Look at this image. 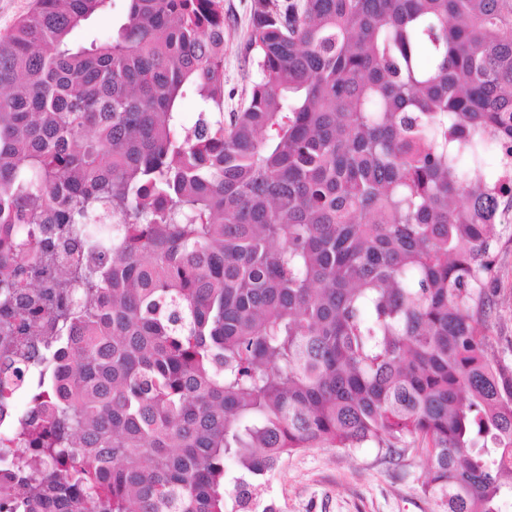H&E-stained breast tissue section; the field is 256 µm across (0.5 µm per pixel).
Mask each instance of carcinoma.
<instances>
[{
    "mask_svg": "<svg viewBox=\"0 0 512 512\" xmlns=\"http://www.w3.org/2000/svg\"><path fill=\"white\" fill-rule=\"evenodd\" d=\"M37 0L0 38V512H277L303 448L512 493L485 329L512 224V0ZM199 104L191 128L183 102ZM114 10L90 20L86 25L77 28L71 35V42L74 45H87L93 38H105L112 35V23L120 12L122 2L116 1ZM252 0H224V117L249 102L260 78L255 65L244 63V47L251 31Z\"/></svg>",
    "mask_w": 512,
    "mask_h": 512,
    "instance_id": "1",
    "label": "carcinoma"
}]
</instances>
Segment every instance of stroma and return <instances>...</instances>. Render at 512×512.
Segmentation results:
<instances>
[{
  "label": "stroma",
  "instance_id": "obj_1",
  "mask_svg": "<svg viewBox=\"0 0 512 512\" xmlns=\"http://www.w3.org/2000/svg\"><path fill=\"white\" fill-rule=\"evenodd\" d=\"M251 0H224V110L249 102L260 78L245 64L251 31ZM497 277L491 295L487 335L499 354L512 353V229L496 248ZM425 457L413 450L403 458L376 448H306L290 456L270 480L269 496L279 512H442L421 492Z\"/></svg>",
  "mask_w": 512,
  "mask_h": 512
}]
</instances>
